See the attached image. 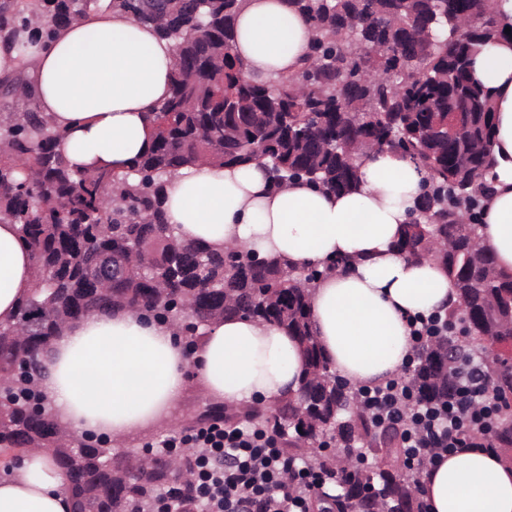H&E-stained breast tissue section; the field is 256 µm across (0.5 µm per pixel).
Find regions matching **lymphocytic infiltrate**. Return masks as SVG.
Listing matches in <instances>:
<instances>
[{"label":"lymphocytic infiltrate","mask_w":512,"mask_h":512,"mask_svg":"<svg viewBox=\"0 0 512 512\" xmlns=\"http://www.w3.org/2000/svg\"><path fill=\"white\" fill-rule=\"evenodd\" d=\"M460 384V395L447 408L419 409V431L405 441L408 463L422 461L438 450L457 448L465 440L473 408L485 398L487 386L465 373ZM196 439L223 459L221 466H209L203 472L201 486L208 512H301L302 496L288 493L281 482L283 471L292 463L277 453L274 435L215 424L202 429Z\"/></svg>","instance_id":"f902f5d3"}]
</instances>
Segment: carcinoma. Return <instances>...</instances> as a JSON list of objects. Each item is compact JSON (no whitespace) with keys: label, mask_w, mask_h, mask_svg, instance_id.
<instances>
[{"label":"carcinoma","mask_w":512,"mask_h":512,"mask_svg":"<svg viewBox=\"0 0 512 512\" xmlns=\"http://www.w3.org/2000/svg\"><path fill=\"white\" fill-rule=\"evenodd\" d=\"M244 0H110L114 11L156 26L173 42L170 97L148 113L151 149L128 170L78 171L61 149V134L29 95L23 72L0 77V223L18 224L36 287L13 321L0 323V455L37 448L65 479L72 512H154L155 503L201 512L198 464L210 449L154 451L108 466L96 446L63 436L50 410L31 414L42 397L41 376L21 375L20 363L50 349L67 323L127 308L180 326H206L243 315L288 329L304 369L295 396L272 409L254 406L238 418L281 435L280 451L336 483L316 492L314 507L336 499L338 512H422L418 477L402 473L403 428H380L363 402L365 388L326 384L327 361L311 322L318 279L276 255L247 247L183 242L164 208V185L198 164L243 166L265 161L271 188L305 180L328 191H353L360 159L390 151L427 172L417 217L403 225L396 249L435 257L456 300L446 313L465 340L484 354H454L455 340L438 338L416 352L408 376L418 399L451 400L458 371L478 366L496 405L489 426L467 432L474 448H512V362L491 349L512 337V275L495 272L480 246V211L492 191L496 160L492 98L470 74L471 62L505 22L491 0H295L313 32L296 74L248 78L231 54ZM99 0H0V41L25 58L54 30L97 9ZM100 254L125 267L94 285L83 267ZM380 458L362 475L358 448Z\"/></svg>","instance_id":"1"}]
</instances>
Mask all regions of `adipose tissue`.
Masks as SVG:
<instances>
[{
  "label": "adipose tissue",
  "mask_w": 512,
  "mask_h": 512,
  "mask_svg": "<svg viewBox=\"0 0 512 512\" xmlns=\"http://www.w3.org/2000/svg\"><path fill=\"white\" fill-rule=\"evenodd\" d=\"M232 52L248 75L295 72L312 31L292 0H245ZM173 43L156 28L107 5L58 28L28 63L0 43V74L24 70L40 111L61 133L71 166L125 170L148 151L147 114L170 94ZM495 102L494 189L481 212V243L495 269L512 273V39L488 43L473 63ZM425 171L392 153L361 166V185L334 194L297 181L268 186L262 164L186 167L167 184L176 235L215 247L247 244L296 266L335 271L317 284L312 320L331 372L365 387L394 378L410 362V321L444 313L454 300L434 259H408L391 248L410 219ZM35 284L18 225L0 224V322L17 313ZM302 355L287 330L249 317L212 323L186 347L165 322L141 311L95 314L67 324L39 382L63 430L125 445L144 430L169 425L188 376L205 396L244 409L292 395ZM419 496L430 512H512V457L461 447L426 463ZM64 479L40 451L0 479V512H70Z\"/></svg>",
  "instance_id": "obj_1"
}]
</instances>
